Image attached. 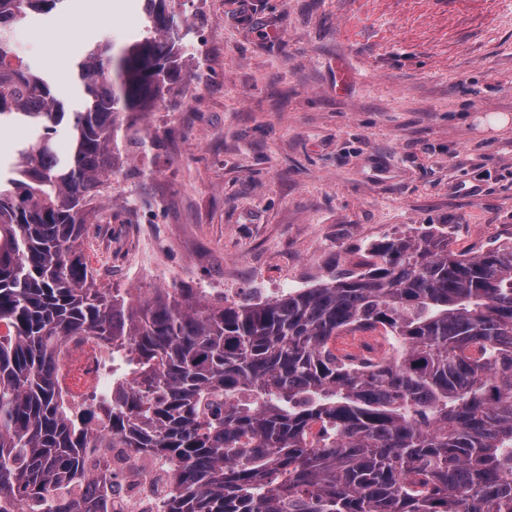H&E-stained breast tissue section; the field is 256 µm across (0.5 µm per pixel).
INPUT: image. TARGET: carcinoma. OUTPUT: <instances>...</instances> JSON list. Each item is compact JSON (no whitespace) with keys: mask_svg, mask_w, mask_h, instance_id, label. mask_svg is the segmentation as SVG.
<instances>
[{"mask_svg":"<svg viewBox=\"0 0 512 512\" xmlns=\"http://www.w3.org/2000/svg\"><path fill=\"white\" fill-rule=\"evenodd\" d=\"M62 2L0 0V122L35 132L0 174V512H112V482L83 468L106 446L171 463L164 512H512V246L392 238L366 271L266 302L104 291L82 249L91 204L122 128L181 80V37L168 0H143L118 52L85 47L68 111L8 37ZM379 326L394 357L345 365L336 339ZM72 336L132 375L112 368L90 410L107 445L56 385Z\"/></svg>","mask_w":512,"mask_h":512,"instance_id":"carcinoma-1","label":"carcinoma"}]
</instances>
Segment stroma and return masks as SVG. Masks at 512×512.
Returning <instances> with one entry per match:
<instances>
[{
  "mask_svg": "<svg viewBox=\"0 0 512 512\" xmlns=\"http://www.w3.org/2000/svg\"><path fill=\"white\" fill-rule=\"evenodd\" d=\"M207 72L122 131L84 247L133 295L269 301L361 270L371 245L512 243V0H172ZM142 0H66L12 41L78 100L86 44L122 46Z\"/></svg>",
  "mask_w": 512,
  "mask_h": 512,
  "instance_id": "stroma-1",
  "label": "stroma"
}]
</instances>
